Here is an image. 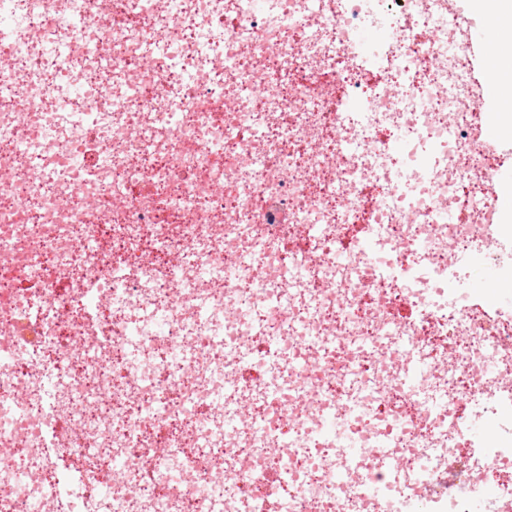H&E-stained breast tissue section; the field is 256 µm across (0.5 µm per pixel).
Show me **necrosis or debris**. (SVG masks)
<instances>
[{"label":"necrosis or debris","instance_id":"4bbe7bcc","mask_svg":"<svg viewBox=\"0 0 512 512\" xmlns=\"http://www.w3.org/2000/svg\"><path fill=\"white\" fill-rule=\"evenodd\" d=\"M476 92L444 0H0V512H501L512 312L451 304L474 250L512 279ZM349 439L429 495L337 481ZM402 356L403 359L408 358V370L402 377V384L407 388L410 394L417 398L418 384L423 381L430 372V363L428 360L411 361L414 357L412 350L408 348V344L402 343Z\"/></svg>","mask_w":512,"mask_h":512}]
</instances>
